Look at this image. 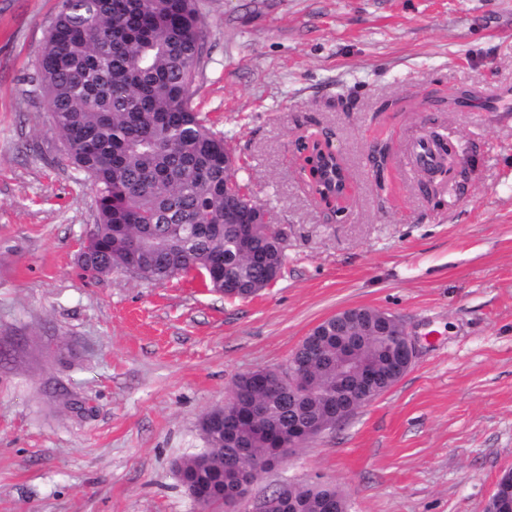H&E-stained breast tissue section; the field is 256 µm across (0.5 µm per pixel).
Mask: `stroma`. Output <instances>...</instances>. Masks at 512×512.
Masks as SVG:
<instances>
[{"label": "stroma", "mask_w": 512, "mask_h": 512, "mask_svg": "<svg viewBox=\"0 0 512 512\" xmlns=\"http://www.w3.org/2000/svg\"><path fill=\"white\" fill-rule=\"evenodd\" d=\"M58 2L0 0V512H201L175 467L206 450L200 418L353 307L397 316L412 366L253 495L328 483L348 512H486L512 470V0H198L193 104L287 236L245 300L192 273L81 276L92 194L29 81ZM313 132L351 176L338 215L299 176ZM432 133L456 151L443 178L410 157Z\"/></svg>", "instance_id": "1"}]
</instances>
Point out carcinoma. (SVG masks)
I'll return each instance as SVG.
<instances>
[{
  "label": "carcinoma",
  "mask_w": 512,
  "mask_h": 512,
  "mask_svg": "<svg viewBox=\"0 0 512 512\" xmlns=\"http://www.w3.org/2000/svg\"><path fill=\"white\" fill-rule=\"evenodd\" d=\"M204 44L196 0H61L31 82L52 106L58 161L85 173L91 184L97 222L81 269L106 276L136 252L147 281L164 282L195 266L212 291L247 299L280 275L287 255L267 224L254 227L242 247L246 225L225 215L224 137L207 127L192 103ZM327 146L310 136L297 142L300 173H309L314 194L321 184L318 152ZM228 280L240 288L224 290ZM380 319L377 309H353L310 332L289 359L311 388L305 398H289L271 370L240 375L233 402L203 415L210 423L208 453L184 459L185 482L207 486L208 505L227 512L234 452L249 451V480L255 481L288 424L318 423L336 405L342 386L336 357L349 349L380 387H392L397 324L389 335L363 330ZM276 493L294 503L293 512H325L324 498L341 496L320 483H290Z\"/></svg>",
  "instance_id": "obj_1"
}]
</instances>
